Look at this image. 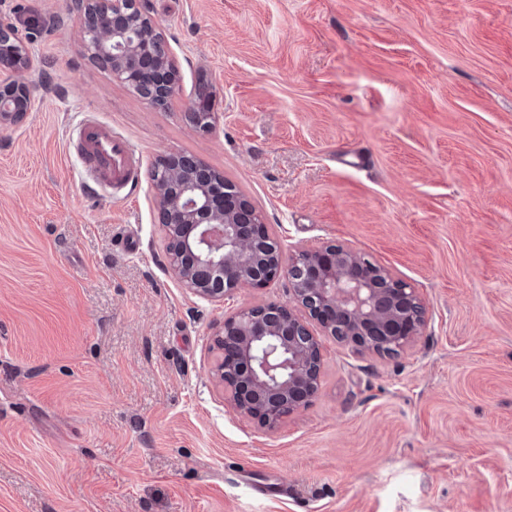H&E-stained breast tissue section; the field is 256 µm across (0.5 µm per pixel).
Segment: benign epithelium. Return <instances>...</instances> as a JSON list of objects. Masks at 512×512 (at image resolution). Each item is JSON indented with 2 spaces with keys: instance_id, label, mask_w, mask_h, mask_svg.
I'll return each instance as SVG.
<instances>
[{
  "instance_id": "7a95c632",
  "label": "benign epithelium",
  "mask_w": 512,
  "mask_h": 512,
  "mask_svg": "<svg viewBox=\"0 0 512 512\" xmlns=\"http://www.w3.org/2000/svg\"><path fill=\"white\" fill-rule=\"evenodd\" d=\"M84 48L95 63L145 99L170 101L179 70L147 0H74ZM0 126L19 125L32 109L26 76L35 62L17 25L0 17ZM214 94L196 87L189 122L213 129ZM170 168L157 190V217L177 279L197 295L223 301L243 288L288 278L291 298L262 302L224 317L215 342H224L217 371L234 408L272 429L318 392L322 356L312 325L357 351L395 358L420 334L426 310L416 291L390 269L346 244H323L285 256L253 203L224 176L187 155L160 158Z\"/></svg>"
}]
</instances>
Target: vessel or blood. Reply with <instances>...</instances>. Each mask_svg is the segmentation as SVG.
<instances>
[{
    "mask_svg": "<svg viewBox=\"0 0 512 512\" xmlns=\"http://www.w3.org/2000/svg\"><path fill=\"white\" fill-rule=\"evenodd\" d=\"M68 141L81 161L85 176L96 187L111 191L132 182L138 166L133 146L96 114L84 113L70 130Z\"/></svg>",
    "mask_w": 512,
    "mask_h": 512,
    "instance_id": "obj_1",
    "label": "vessel or blood"
}]
</instances>
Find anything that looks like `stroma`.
Masks as SVG:
<instances>
[{
	"label": "stroma",
	"mask_w": 512,
	"mask_h": 512,
	"mask_svg": "<svg viewBox=\"0 0 512 512\" xmlns=\"http://www.w3.org/2000/svg\"><path fill=\"white\" fill-rule=\"evenodd\" d=\"M148 2L180 70L164 110L88 60L72 0H0L41 62L0 127V512H512V0ZM83 112L135 148L126 194L85 189ZM165 153L224 174L285 253L391 269L421 335L392 360L321 337L307 406L240 416L213 335L289 283L211 302L173 276ZM201 86H203L201 88ZM214 94L205 84H199L190 100L189 122L201 131L212 130L216 122L217 112H213ZM210 106L209 112H198L201 108Z\"/></svg>",
	"instance_id": "35a3bbf8"
}]
</instances>
